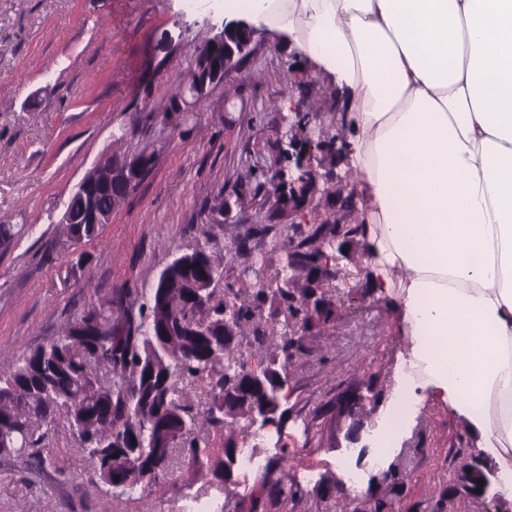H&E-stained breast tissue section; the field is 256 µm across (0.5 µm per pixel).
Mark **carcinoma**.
Instances as JSON below:
<instances>
[{"label":"carcinoma","instance_id":"carcinoma-1","mask_svg":"<svg viewBox=\"0 0 512 512\" xmlns=\"http://www.w3.org/2000/svg\"><path fill=\"white\" fill-rule=\"evenodd\" d=\"M312 132L321 145L316 164L336 167L338 135L321 122L311 123L309 115L295 113L288 140ZM129 194L121 182L101 189L94 222L81 191H73L64 204L70 244L97 238ZM258 197L268 223L251 228L247 252L258 259L242 274L249 277L257 265L278 266L285 272L281 280L274 286L260 281L248 290L229 285L218 299L221 264L204 250H192L163 267L137 309L123 293L95 296L54 341L25 353L0 375V455L36 457L45 466L39 424L63 415L77 432L83 456L94 464L98 492L106 501L171 476V452L177 446L189 449L192 462L213 478L235 482L236 439L224 436L222 455L214 459L209 449L188 438V407L179 385L207 381L209 402L201 418L216 430L264 413L276 417L275 427H281L288 416L280 403L285 363L303 336L281 337L257 376L236 357L237 347L246 336L265 342L281 315L300 313L303 329L321 335L336 321V301L327 289L341 278L328 258L338 245L348 254L357 251L364 235L363 222L346 198L337 210L325 208L320 221L294 225L297 243H282L278 226L288 219V190L273 191L266 177L253 187L241 186L236 202L246 208ZM288 466L285 453L263 476L266 481L279 474L276 493L284 502L303 495L288 483ZM468 467V483L448 488L449 494L477 495L487 464L472 455Z\"/></svg>","mask_w":512,"mask_h":512}]
</instances>
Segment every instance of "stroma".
I'll return each mask as SVG.
<instances>
[{"label": "stroma", "mask_w": 512, "mask_h": 512, "mask_svg": "<svg viewBox=\"0 0 512 512\" xmlns=\"http://www.w3.org/2000/svg\"><path fill=\"white\" fill-rule=\"evenodd\" d=\"M220 14L190 13L182 0H0V224L20 231L0 249V364L47 344L95 294L146 295L162 268L195 249L227 261L228 248L263 218L235 206L242 180L274 162L295 102L321 112L336 129L345 107L329 77L274 27L255 25L249 56L188 115L189 135L145 126V110L165 106L182 85L206 37L223 29ZM173 38L167 59L154 53ZM122 141H115L118 129ZM155 146L158 162L99 236L80 247L66 241L58 219L83 176L104 154ZM231 201L219 212L218 199ZM337 283L341 305L325 335L307 337L280 394L283 428H264L267 443L238 420L240 448L263 459L288 449L289 475L304 490L283 502L260 491L259 473L219 484L175 448L170 478L112 499L111 512H183L193 497L241 512L260 496L258 512H344L359 496L389 495L393 512H512L504 498L448 496L465 456L475 451L463 420L427 406L388 454L367 447L393 393V371L406 349L387 300L365 289L366 266L355 259ZM362 391L356 415L340 418L338 396ZM40 469L0 457V512H100L97 476L80 461L79 440L65 418L43 423ZM382 456L380 467L371 460ZM361 472L358 488L324 480L339 461Z\"/></svg>", "instance_id": "stroma-1"}]
</instances>
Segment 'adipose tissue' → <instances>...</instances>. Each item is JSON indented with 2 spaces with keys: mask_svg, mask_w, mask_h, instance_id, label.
<instances>
[{
  "mask_svg": "<svg viewBox=\"0 0 512 512\" xmlns=\"http://www.w3.org/2000/svg\"><path fill=\"white\" fill-rule=\"evenodd\" d=\"M347 102L369 286L410 348L372 447L425 402L463 417L512 500V0H224Z\"/></svg>",
  "mask_w": 512,
  "mask_h": 512,
  "instance_id": "obj_1",
  "label": "adipose tissue"
}]
</instances>
